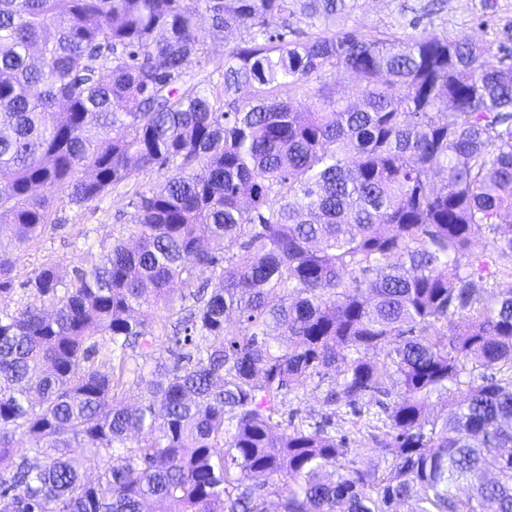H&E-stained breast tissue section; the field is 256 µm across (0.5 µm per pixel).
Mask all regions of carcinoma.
Segmentation results:
<instances>
[{
  "mask_svg": "<svg viewBox=\"0 0 512 512\" xmlns=\"http://www.w3.org/2000/svg\"><path fill=\"white\" fill-rule=\"evenodd\" d=\"M357 2L0 0V512H512V64L332 30ZM205 15L243 38L208 48ZM132 172L165 174L129 192L136 246L14 288L47 191L85 207ZM315 377L324 419L273 421ZM360 405L382 473L328 431Z\"/></svg>",
  "mask_w": 512,
  "mask_h": 512,
  "instance_id": "carcinoma-1",
  "label": "carcinoma"
}]
</instances>
